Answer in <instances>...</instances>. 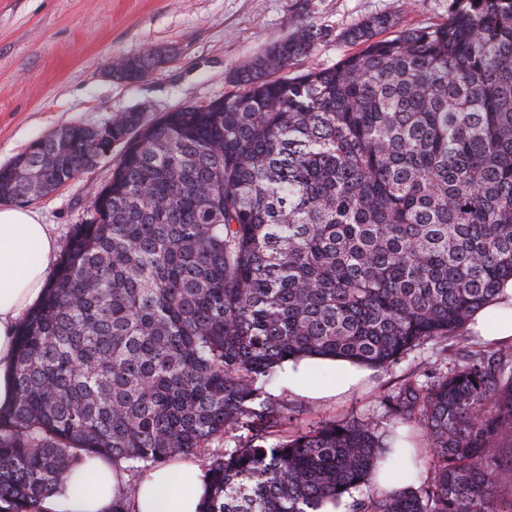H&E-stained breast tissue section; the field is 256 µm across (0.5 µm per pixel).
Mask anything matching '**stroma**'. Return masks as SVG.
I'll return each mask as SVG.
<instances>
[{
	"label": "stroma",
	"mask_w": 512,
	"mask_h": 512,
	"mask_svg": "<svg viewBox=\"0 0 512 512\" xmlns=\"http://www.w3.org/2000/svg\"><path fill=\"white\" fill-rule=\"evenodd\" d=\"M379 14L402 28L428 26L447 17L448 0H0V166L73 123L100 125L134 110L151 121L186 102L224 97L239 67L308 21L328 35L298 69L332 65L349 50L339 33ZM150 49L173 52L174 59L137 83L107 76L112 59ZM111 171V161H103L29 207L67 243L88 217L91 191ZM437 351L427 345L337 400L290 399L283 433L384 416L385 397Z\"/></svg>",
	"instance_id": "35a3bbf8"
}]
</instances>
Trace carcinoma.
Returning <instances> with one entry per match:
<instances>
[{"instance_id":"1","label":"carcinoma","mask_w":512,"mask_h":512,"mask_svg":"<svg viewBox=\"0 0 512 512\" xmlns=\"http://www.w3.org/2000/svg\"><path fill=\"white\" fill-rule=\"evenodd\" d=\"M368 17L335 64L301 26L232 75L235 91L147 122L93 194L18 333L0 410V512H29L87 454L130 471L199 456L204 512H512V349L424 364L388 416L278 433L267 387L305 355L390 369L457 335L512 279V0H448L435 25ZM139 82L155 52L110 64ZM53 132L0 166V203L87 172L107 141ZM224 441V450L210 445ZM404 441L420 485L369 486Z\"/></svg>"}]
</instances>
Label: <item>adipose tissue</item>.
<instances>
[{
	"mask_svg": "<svg viewBox=\"0 0 512 512\" xmlns=\"http://www.w3.org/2000/svg\"><path fill=\"white\" fill-rule=\"evenodd\" d=\"M60 244L50 225L30 210L0 205V408L16 397L13 381L17 330L45 292ZM471 328L491 343L512 342V279L479 309ZM336 372L333 384L316 380L319 371ZM285 394L311 400L347 396L371 375L367 365L318 355L285 362ZM210 476L194 459L175 458L129 475L103 457L78 461L57 491L32 505L33 512H112L124 502L129 512H200Z\"/></svg>",
	"mask_w": 512,
	"mask_h": 512,
	"instance_id": "1",
	"label": "adipose tissue"
}]
</instances>
